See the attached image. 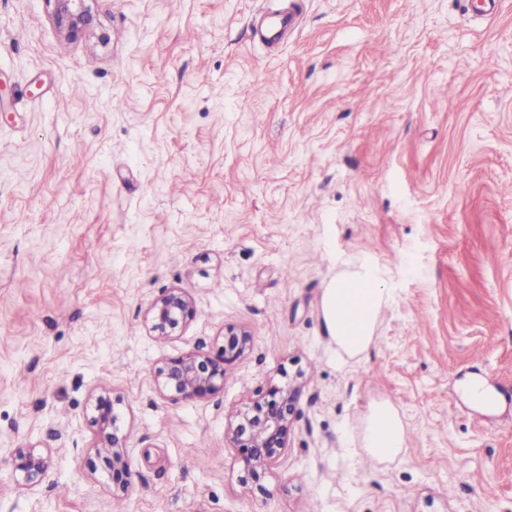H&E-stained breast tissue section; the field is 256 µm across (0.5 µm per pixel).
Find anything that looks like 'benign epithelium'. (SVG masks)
Segmentation results:
<instances>
[{"label": "benign epithelium", "mask_w": 512, "mask_h": 512, "mask_svg": "<svg viewBox=\"0 0 512 512\" xmlns=\"http://www.w3.org/2000/svg\"><path fill=\"white\" fill-rule=\"evenodd\" d=\"M60 30L71 35L91 26L92 12L87 0H47ZM197 309L192 297L182 288H172L155 299L146 318L157 338H169L192 322ZM251 336L243 328L228 326L224 345L212 356L191 351L167 358L155 370L158 384L172 393L175 400L205 398L224 386V364L246 356ZM300 384L292 381L283 387H272L260 398L229 417L225 434L243 463L241 481L265 492L263 479L288 448V434L298 417ZM92 425L96 427L94 448L97 458L112 476L113 494L129 490V464L124 438L114 427L112 404L100 396ZM50 455L33 447L18 448L13 468L23 475L28 486H36L46 477Z\"/></svg>", "instance_id": "1"}]
</instances>
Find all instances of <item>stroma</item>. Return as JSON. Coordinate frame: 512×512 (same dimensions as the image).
Masks as SVG:
<instances>
[{
	"mask_svg": "<svg viewBox=\"0 0 512 512\" xmlns=\"http://www.w3.org/2000/svg\"><path fill=\"white\" fill-rule=\"evenodd\" d=\"M91 8L68 37L46 0H0V512H512V0L485 22L470 0ZM281 12L272 50L253 23ZM356 258L393 293L361 362L322 315ZM170 288L197 316L159 340ZM228 326L251 349L223 389L168 398L155 367ZM298 371L261 495L227 418ZM103 387L121 498L91 468ZM381 399L408 427L383 463L362 446ZM27 446L51 453L31 490ZM196 314L192 297L182 288H172L151 303L146 318L155 337L169 338L192 322ZM50 467V453L37 452L35 448H17L13 457L14 471L23 475L27 486H36L46 477Z\"/></svg>",
	"mask_w": 512,
	"mask_h": 512,
	"instance_id": "obj_1",
	"label": "stroma"
}]
</instances>
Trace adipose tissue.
Masks as SVG:
<instances>
[{
  "mask_svg": "<svg viewBox=\"0 0 512 512\" xmlns=\"http://www.w3.org/2000/svg\"><path fill=\"white\" fill-rule=\"evenodd\" d=\"M385 272L362 263L337 274L323 298V320L336 350L364 359L376 341L380 315L390 300ZM407 429L398 409L388 401L373 404L366 416L363 446L369 459L384 462L404 448Z\"/></svg>",
  "mask_w": 512,
  "mask_h": 512,
  "instance_id": "obj_1",
  "label": "adipose tissue"
}]
</instances>
